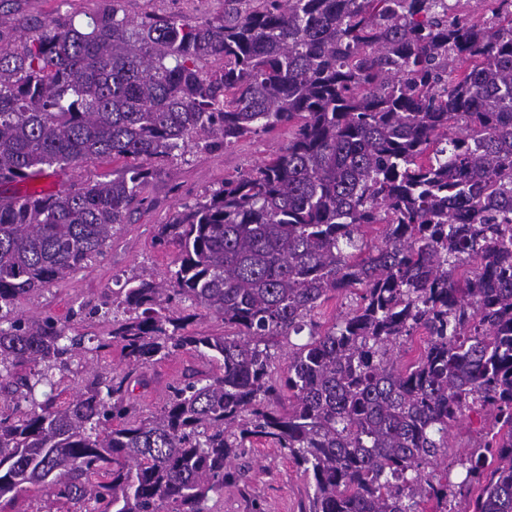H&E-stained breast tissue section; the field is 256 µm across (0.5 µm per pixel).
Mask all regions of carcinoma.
<instances>
[{
	"mask_svg": "<svg viewBox=\"0 0 512 512\" xmlns=\"http://www.w3.org/2000/svg\"><path fill=\"white\" fill-rule=\"evenodd\" d=\"M460 2L224 0L192 24L112 0L0 47V183L126 161L0 201V512L32 490L66 512H210L261 439L307 478L308 512H448L475 484L466 512H512V0H475L483 20ZM284 126L270 160L158 225L170 278L15 315L103 254L159 168ZM202 312L226 331H189ZM96 319L111 330L87 347L74 321ZM304 331L281 407L274 350ZM114 346L119 366L70 385ZM180 352L214 370L144 413L133 386ZM474 409L456 489L448 439Z\"/></svg>",
	"mask_w": 512,
	"mask_h": 512,
	"instance_id": "1",
	"label": "carcinoma"
}]
</instances>
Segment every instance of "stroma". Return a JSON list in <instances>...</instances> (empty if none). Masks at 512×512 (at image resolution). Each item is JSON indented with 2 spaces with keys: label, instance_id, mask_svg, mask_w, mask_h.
Returning <instances> with one entry per match:
<instances>
[{
  "label": "stroma",
  "instance_id": "stroma-1",
  "mask_svg": "<svg viewBox=\"0 0 512 512\" xmlns=\"http://www.w3.org/2000/svg\"><path fill=\"white\" fill-rule=\"evenodd\" d=\"M103 5L104 0H0V15L10 20L0 30V39L15 43L34 36V23L64 18L83 28ZM119 5L135 19L156 14L203 22L224 13V0H119ZM287 137L283 128L260 133L231 149L190 152L163 166L144 187L141 202L128 223L114 228L103 256L40 295L20 299L18 312L28 317L50 315L62 319L80 305L98 304L105 294L121 288L128 277L169 278L176 268L177 251L156 245L158 225L167 223L182 205L195 203L220 187L225 178L260 165ZM206 368L203 360L188 352L155 364L149 372L148 387L139 392L140 407L146 411L159 407L170 387L185 374ZM241 463L247 469L245 481L212 495L209 505L214 512H252L250 503L254 500L263 512H304L305 479L279 449L255 444Z\"/></svg>",
  "mask_w": 512,
  "mask_h": 512
}]
</instances>
